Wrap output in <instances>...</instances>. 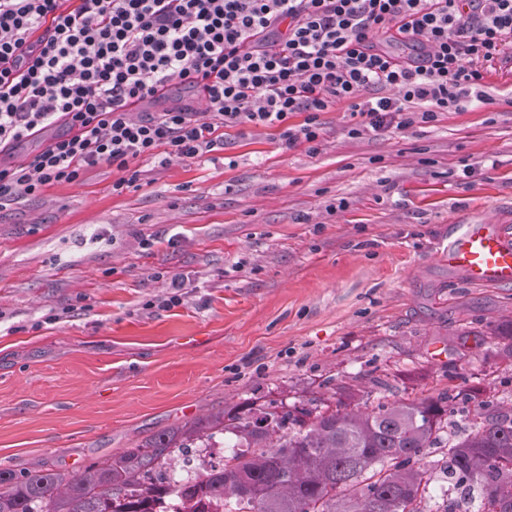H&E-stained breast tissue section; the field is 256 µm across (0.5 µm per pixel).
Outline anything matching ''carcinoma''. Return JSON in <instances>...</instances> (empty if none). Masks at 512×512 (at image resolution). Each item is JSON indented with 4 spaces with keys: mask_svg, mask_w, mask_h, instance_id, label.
I'll return each mask as SVG.
<instances>
[{
    "mask_svg": "<svg viewBox=\"0 0 512 512\" xmlns=\"http://www.w3.org/2000/svg\"><path fill=\"white\" fill-rule=\"evenodd\" d=\"M508 339L512 320L491 327ZM468 401L463 389L409 402L377 397L372 408L284 409L243 403L148 442L92 462L66 478L50 469L24 475L0 469V512H156L166 499L224 501L227 512H430L431 475L423 460L444 448L440 463L462 502L480 499L483 512H512V407L466 416L460 435H445ZM224 439V465L183 485L146 487L198 448Z\"/></svg>",
    "mask_w": 512,
    "mask_h": 512,
    "instance_id": "1",
    "label": "carcinoma"
}]
</instances>
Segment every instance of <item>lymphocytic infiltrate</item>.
Returning a JSON list of instances; mask_svg holds the SVG:
<instances>
[{"label":"lymphocytic infiltrate","instance_id":"1","mask_svg":"<svg viewBox=\"0 0 512 512\" xmlns=\"http://www.w3.org/2000/svg\"><path fill=\"white\" fill-rule=\"evenodd\" d=\"M510 48L512 0H0V150L67 128L0 168V208L103 164L122 190L134 163L201 158L226 127L312 145L340 102L353 137L468 112L492 103L486 77ZM175 85L204 95L207 119L131 114Z\"/></svg>","mask_w":512,"mask_h":512}]
</instances>
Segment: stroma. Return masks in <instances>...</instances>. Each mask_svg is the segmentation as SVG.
I'll return each mask as SVG.
<instances>
[{
	"mask_svg": "<svg viewBox=\"0 0 512 512\" xmlns=\"http://www.w3.org/2000/svg\"><path fill=\"white\" fill-rule=\"evenodd\" d=\"M486 82L494 104L423 127L353 138L340 103L313 154L228 128L123 192L100 165L0 209V468L67 476L234 403L346 401L375 378L391 401L512 398L487 333L512 286L434 264L453 218L512 234V73Z\"/></svg>",
	"mask_w": 512,
	"mask_h": 512,
	"instance_id": "1",
	"label": "stroma"
}]
</instances>
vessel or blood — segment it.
<instances>
[{
  "mask_svg": "<svg viewBox=\"0 0 512 512\" xmlns=\"http://www.w3.org/2000/svg\"><path fill=\"white\" fill-rule=\"evenodd\" d=\"M437 264L469 285H512V234L479 216L457 219Z\"/></svg>",
  "mask_w": 512,
  "mask_h": 512,
  "instance_id": "b4317fda",
  "label": "vessel or blood"
}]
</instances>
